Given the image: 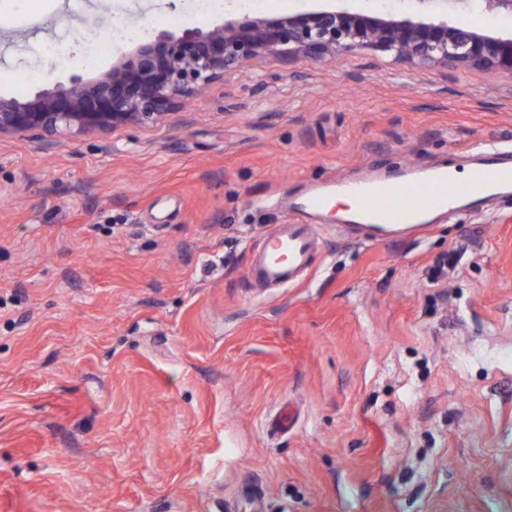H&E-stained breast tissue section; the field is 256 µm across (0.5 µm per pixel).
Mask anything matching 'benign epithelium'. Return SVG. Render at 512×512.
I'll return each mask as SVG.
<instances>
[{"instance_id": "benign-epithelium-1", "label": "benign epithelium", "mask_w": 512, "mask_h": 512, "mask_svg": "<svg viewBox=\"0 0 512 512\" xmlns=\"http://www.w3.org/2000/svg\"><path fill=\"white\" fill-rule=\"evenodd\" d=\"M512 14V0H382L268 17L240 12L205 29L160 33L133 49L120 46L93 78L47 81L25 98L0 95V139L74 140L163 122L171 111L225 74L266 60L294 65L365 53L416 72L478 70L512 79V35L466 21L448 9L473 5Z\"/></svg>"}]
</instances>
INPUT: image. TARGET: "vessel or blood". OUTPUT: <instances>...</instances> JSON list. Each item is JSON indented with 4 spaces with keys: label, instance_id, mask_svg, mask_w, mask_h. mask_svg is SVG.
<instances>
[{
    "label": "vessel or blood",
    "instance_id": "1",
    "mask_svg": "<svg viewBox=\"0 0 512 512\" xmlns=\"http://www.w3.org/2000/svg\"><path fill=\"white\" fill-rule=\"evenodd\" d=\"M494 145H482L468 181H459L447 169L432 167L405 172L399 186L384 183L378 174L358 182L341 181L312 187L294 207L295 212L323 214L327 202L341 193L355 200L357 222L373 239H386L399 226H422L434 209L456 210L480 194L494 198L512 192V163L500 157ZM316 231L310 224H282L267 235L254 255L258 285L285 287L308 272Z\"/></svg>",
    "mask_w": 512,
    "mask_h": 512
}]
</instances>
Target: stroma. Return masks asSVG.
Masks as SVG:
<instances>
[{"label": "stroma", "instance_id": "35a3bbf8", "mask_svg": "<svg viewBox=\"0 0 512 512\" xmlns=\"http://www.w3.org/2000/svg\"><path fill=\"white\" fill-rule=\"evenodd\" d=\"M0 94L114 10L0 0ZM508 78L357 54L226 74L157 125L0 140V512H512V197L379 242L316 221L308 274L252 252L313 184L512 152Z\"/></svg>", "mask_w": 512, "mask_h": 512}]
</instances>
